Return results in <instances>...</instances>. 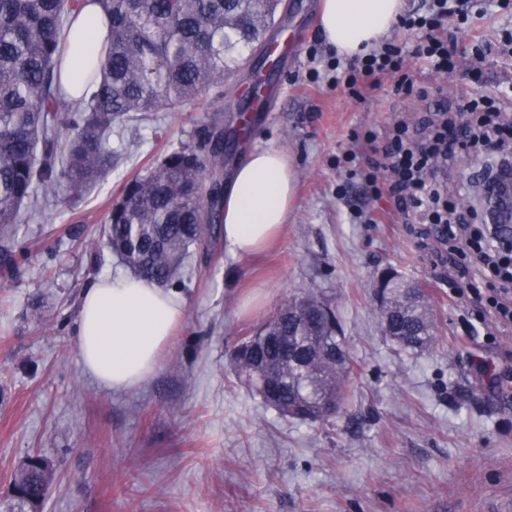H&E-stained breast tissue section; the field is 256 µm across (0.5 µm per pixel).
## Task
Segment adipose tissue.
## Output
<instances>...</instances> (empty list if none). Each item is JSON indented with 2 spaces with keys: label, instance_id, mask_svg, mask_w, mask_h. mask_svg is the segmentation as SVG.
<instances>
[{
  "label": "adipose tissue",
  "instance_id": "ef3b65f1",
  "mask_svg": "<svg viewBox=\"0 0 512 512\" xmlns=\"http://www.w3.org/2000/svg\"><path fill=\"white\" fill-rule=\"evenodd\" d=\"M403 0H321L319 27L338 56L365 53L397 22ZM296 173L279 148L253 151L224 194L227 251L246 258L283 234L294 204ZM184 300L173 290L129 274L100 277L82 292L76 325L85 370L112 390L139 387L157 371L186 320Z\"/></svg>",
  "mask_w": 512,
  "mask_h": 512
}]
</instances>
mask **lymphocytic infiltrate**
<instances>
[{
  "mask_svg": "<svg viewBox=\"0 0 512 512\" xmlns=\"http://www.w3.org/2000/svg\"><path fill=\"white\" fill-rule=\"evenodd\" d=\"M468 3L469 0H430L426 11L399 19L400 28L416 40V56L427 60L435 70L445 72L452 66L448 44L436 33V20L465 15ZM403 67V47L389 42L357 58L353 66L339 62L333 65L336 84L354 95L360 85L374 87L385 78L394 80L397 91L410 93L414 83L404 74ZM475 111V103L469 100L454 115L437 108L440 122L425 135L411 131L406 123H394L386 135L383 167L389 173L398 208L419 213L434 224L442 241L470 256L477 275L474 283L468 284V292L477 298L485 297L486 310L496 323L512 328V246H503L495 236L464 224L437 185V168L457 151H512V123L501 121L497 108L491 105L483 116H476Z\"/></svg>",
  "mask_w": 512,
  "mask_h": 512,
  "instance_id": "f902f5d3",
  "label": "lymphocytic infiltrate"
}]
</instances>
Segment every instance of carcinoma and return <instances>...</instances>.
I'll return each instance as SVG.
<instances>
[{"instance_id":"cac0c4a2","label":"carcinoma","mask_w":512,"mask_h":512,"mask_svg":"<svg viewBox=\"0 0 512 512\" xmlns=\"http://www.w3.org/2000/svg\"><path fill=\"white\" fill-rule=\"evenodd\" d=\"M98 4L107 34L89 49L70 97L62 71L76 40L73 22ZM283 0H0V255L13 260L14 226L44 202L84 197L112 170V127L137 128L142 112H163L202 94L224 97V80L255 54ZM224 168V136L199 132L197 146L173 151L153 170L129 180L111 203L105 245L139 278L161 287L176 281L183 261L221 234L220 214L205 208L206 177ZM378 310L397 353L438 342L424 289L395 270ZM261 328L268 341L231 353L239 382L281 417L319 422L341 407L353 362L334 309L303 292ZM10 492L47 499L51 474L27 456Z\"/></svg>"}]
</instances>
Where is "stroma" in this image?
<instances>
[{
    "instance_id": "35a3bbf8",
    "label": "stroma",
    "mask_w": 512,
    "mask_h": 512,
    "mask_svg": "<svg viewBox=\"0 0 512 512\" xmlns=\"http://www.w3.org/2000/svg\"><path fill=\"white\" fill-rule=\"evenodd\" d=\"M318 3L288 0L277 15L275 33L296 29L300 41L219 175L230 182L254 150L286 149L297 173L288 225L256 257L196 252L180 273L185 323L140 387L104 388L82 365L80 295L124 269L107 247L87 244L127 180L194 145L203 125L237 128L232 107L260 57L225 80L223 101L201 95L113 138L111 172L79 203H51L18 225L23 254L0 261V495L35 453L54 471L44 512H494L512 498V331L492 342L482 326L467 334L478 305L448 289L459 258L422 246L417 218L365 180L386 130L420 123L429 104L397 95L390 80L360 100L335 85ZM438 32L455 62L442 76L448 109L512 86V58L480 54L512 32V0ZM480 161L460 154L441 170L450 203L469 196ZM388 268L425 288L435 348L399 355L385 336L373 288ZM303 291L331 302L354 362L343 406L316 424L280 417L230 367L236 342Z\"/></svg>"
}]
</instances>
